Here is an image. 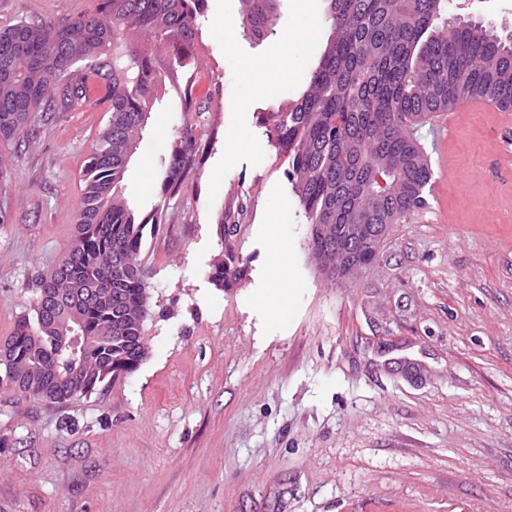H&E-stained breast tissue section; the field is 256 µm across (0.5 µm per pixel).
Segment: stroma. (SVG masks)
Segmentation results:
<instances>
[{
	"instance_id": "1",
	"label": "stroma",
	"mask_w": 512,
	"mask_h": 512,
	"mask_svg": "<svg viewBox=\"0 0 512 512\" xmlns=\"http://www.w3.org/2000/svg\"><path fill=\"white\" fill-rule=\"evenodd\" d=\"M277 0L252 38L239 0H206L203 61L217 84L204 161L141 258L149 267L148 355L65 405L0 387V512H512V123L461 102L428 155L426 204L390 225L376 262L332 280L311 260V226L263 118L305 91L331 32L312 0V40L292 46L271 88L242 64L278 46L298 15ZM92 0H0V27L56 19ZM452 22L512 33V0H453ZM103 111L43 117L0 183V339L63 256ZM186 120L159 97L123 195L159 200ZM239 149L225 155L224 143ZM277 215L284 285L270 273ZM241 230L240 279L216 286L219 221ZM270 67L269 63L262 61L246 62L243 66L245 78L250 83L255 94L265 92L268 88V82L265 78V71Z\"/></svg>"
}]
</instances>
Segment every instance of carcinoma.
<instances>
[{"label":"carcinoma","instance_id":"carcinoma-1","mask_svg":"<svg viewBox=\"0 0 512 512\" xmlns=\"http://www.w3.org/2000/svg\"><path fill=\"white\" fill-rule=\"evenodd\" d=\"M94 8L47 20L22 16L0 27V141L27 145L47 112L107 105V125L85 166L63 259L32 283L36 301L0 341L19 375L0 365V385L20 392L18 376L41 399L66 403L142 362L149 316L148 271L140 261L145 229L167 223L170 201L202 163L213 100L196 95L201 69L197 25L206 0H93ZM331 34L296 101L268 113L267 138L313 229L308 249L347 250L345 224H395L425 204L431 172L412 131L417 120L463 99L512 108V38L478 24L448 28V0H326ZM244 28L273 31L276 0H240ZM171 93L189 120L169 147L153 213L137 220L121 182L142 141L148 114ZM241 225L220 221L224 260L211 279L239 273L231 241ZM82 314L79 332L105 340L83 355L52 340L62 304ZM125 325L126 338L112 339Z\"/></svg>","mask_w":512,"mask_h":512}]
</instances>
